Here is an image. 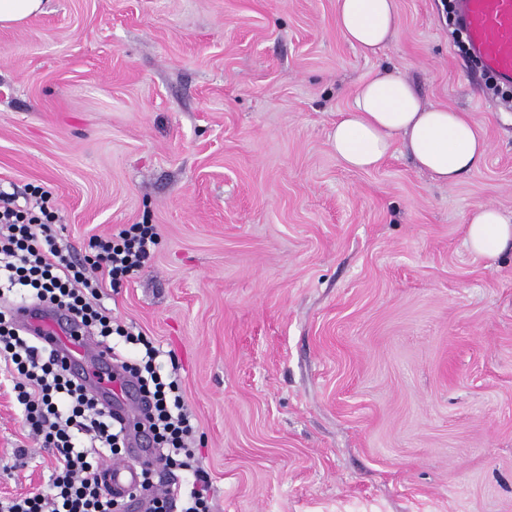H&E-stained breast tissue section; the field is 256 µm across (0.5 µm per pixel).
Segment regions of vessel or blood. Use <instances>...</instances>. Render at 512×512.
<instances>
[{"instance_id":"1","label":"vessel or blood","mask_w":512,"mask_h":512,"mask_svg":"<svg viewBox=\"0 0 512 512\" xmlns=\"http://www.w3.org/2000/svg\"><path fill=\"white\" fill-rule=\"evenodd\" d=\"M459 9L472 52L502 83L512 84V0H459ZM15 316L44 346L57 350L115 420L129 427L142 419L144 405L132 397L128 378L117 374L111 351L92 344L79 324L32 303L19 304ZM137 478L136 467L127 462L107 464L101 471L114 494H127Z\"/></svg>"}]
</instances>
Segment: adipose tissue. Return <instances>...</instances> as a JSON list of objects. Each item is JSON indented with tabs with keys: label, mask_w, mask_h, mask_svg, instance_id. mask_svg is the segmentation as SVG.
I'll return each mask as SVG.
<instances>
[{
	"label": "adipose tissue",
	"mask_w": 512,
	"mask_h": 512,
	"mask_svg": "<svg viewBox=\"0 0 512 512\" xmlns=\"http://www.w3.org/2000/svg\"><path fill=\"white\" fill-rule=\"evenodd\" d=\"M336 25L350 45L376 54L397 31L396 0H336ZM398 142L419 170L450 186L477 170L490 149L470 113L423 103L408 79L385 71L359 84L353 106L336 120L331 146L346 168L371 170ZM465 243L487 259L512 249V214L474 205Z\"/></svg>",
	"instance_id": "ef3b65f1"
}]
</instances>
